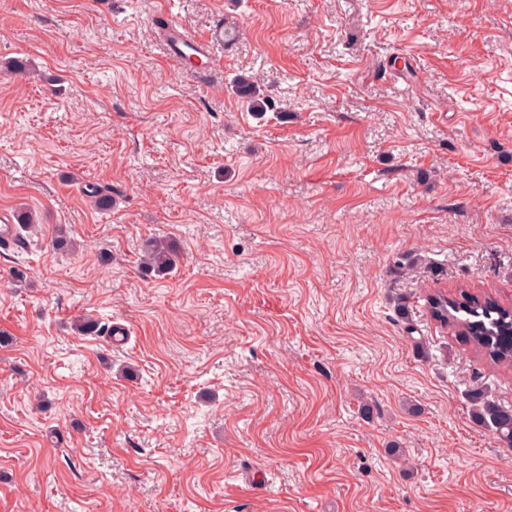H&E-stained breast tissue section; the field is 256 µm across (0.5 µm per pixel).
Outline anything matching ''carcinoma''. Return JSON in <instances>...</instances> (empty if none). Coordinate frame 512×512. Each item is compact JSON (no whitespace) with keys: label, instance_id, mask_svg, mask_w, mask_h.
<instances>
[{"label":"carcinoma","instance_id":"carcinoma-1","mask_svg":"<svg viewBox=\"0 0 512 512\" xmlns=\"http://www.w3.org/2000/svg\"><path fill=\"white\" fill-rule=\"evenodd\" d=\"M233 87L254 112L264 113L274 107L270 99L257 93L245 75L237 76ZM174 261L175 253L167 241L156 239L146 245L143 264L147 269L163 274L172 268ZM430 309L435 320L451 327L490 364L512 367V306H503L491 299L481 301L469 295L465 296V301L458 302L441 294L432 298ZM472 401L473 420L491 427L498 439L512 445V413L479 393Z\"/></svg>","mask_w":512,"mask_h":512}]
</instances>
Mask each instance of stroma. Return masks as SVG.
Wrapping results in <instances>:
<instances>
[{"label": "stroma", "instance_id": "1", "mask_svg": "<svg viewBox=\"0 0 512 512\" xmlns=\"http://www.w3.org/2000/svg\"><path fill=\"white\" fill-rule=\"evenodd\" d=\"M11 59L0 512H512V371L430 313L512 306V0H0ZM234 34L235 30L233 28L224 29V24L212 29L206 38L198 40L186 38L176 26H172L168 30V37L173 49L196 60L198 74L201 78H207L211 72L209 48L215 43H227L233 39ZM232 86L235 88L237 95L247 103L253 112L264 113L275 106L274 102L272 104L267 96L263 97L257 93L248 76L238 75L233 80ZM18 224H14L9 211L0 212V250L21 247ZM143 264L157 274H163L172 268L175 253L170 244L161 239L149 242L144 250ZM472 418L480 425L491 427L497 438L512 446V413H508L494 402L476 393L472 398Z\"/></svg>", "mask_w": 512, "mask_h": 512}]
</instances>
